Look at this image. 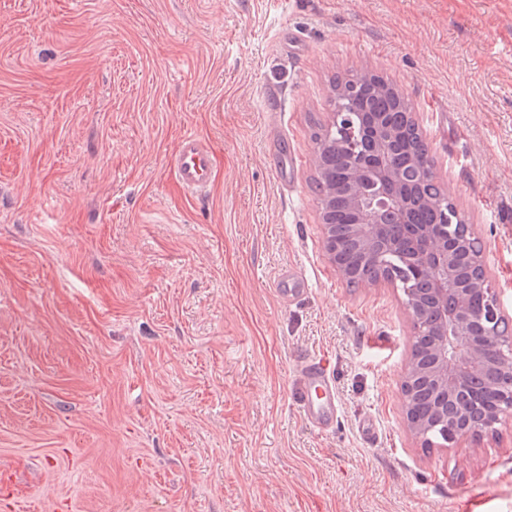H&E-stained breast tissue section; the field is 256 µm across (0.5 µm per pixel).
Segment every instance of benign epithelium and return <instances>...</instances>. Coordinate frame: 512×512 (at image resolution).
I'll use <instances>...</instances> for the list:
<instances>
[{"mask_svg": "<svg viewBox=\"0 0 512 512\" xmlns=\"http://www.w3.org/2000/svg\"><path fill=\"white\" fill-rule=\"evenodd\" d=\"M371 133L363 138L369 151L361 155L358 166L349 173L346 195L358 214L350 232L372 259L386 251L399 253L392 230L406 228L403 178L384 156L386 137L392 134L382 118L370 119ZM464 237L459 245L468 247L483 259V246L473 225H464ZM417 241L413 260L417 277L428 287L419 290L404 286L405 310L413 329L411 357L400 381L402 421L406 430L420 442L428 438L425 424L411 414L410 386L421 374L420 353L426 351L435 359L431 376L435 394L440 400L435 411L451 421H471L484 393L496 394L493 405L483 409L481 423L494 427L506 415H512V335L498 331L505 319L497 295L490 287L487 275L474 283V291L488 298L485 309L469 310L466 295L472 291L457 286L454 274L453 249L441 225H416ZM490 375L493 387L486 390L479 378Z\"/></svg>", "mask_w": 512, "mask_h": 512, "instance_id": "7a95c632", "label": "benign epithelium"}]
</instances>
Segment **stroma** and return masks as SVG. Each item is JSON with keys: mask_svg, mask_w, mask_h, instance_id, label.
I'll return each mask as SVG.
<instances>
[{"mask_svg": "<svg viewBox=\"0 0 512 512\" xmlns=\"http://www.w3.org/2000/svg\"><path fill=\"white\" fill-rule=\"evenodd\" d=\"M364 67L512 316V0H0V512H512V417L423 448L405 296L325 250L313 130ZM185 134L217 157L200 194ZM304 357L331 429L291 395ZM216 167L211 146L192 134L184 135L176 148L171 172L173 179L187 192L202 191L210 185ZM293 395L306 418L319 427L336 419V388L321 362L303 360L297 365Z\"/></svg>", "mask_w": 512, "mask_h": 512, "instance_id": "35a3bbf8", "label": "stroma"}]
</instances>
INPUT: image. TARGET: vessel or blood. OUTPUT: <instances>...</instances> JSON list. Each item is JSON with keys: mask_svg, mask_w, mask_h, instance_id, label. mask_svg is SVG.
I'll return each mask as SVG.
<instances>
[{"mask_svg": "<svg viewBox=\"0 0 512 512\" xmlns=\"http://www.w3.org/2000/svg\"><path fill=\"white\" fill-rule=\"evenodd\" d=\"M216 157L210 145L194 135H184L176 148L171 172L187 192L200 191L212 181ZM293 395L303 414L312 423L327 427L336 418V388L324 364L301 361L293 382Z\"/></svg>", "mask_w": 512, "mask_h": 512, "instance_id": "vessel-or-blood-1", "label": "vessel or blood"}]
</instances>
